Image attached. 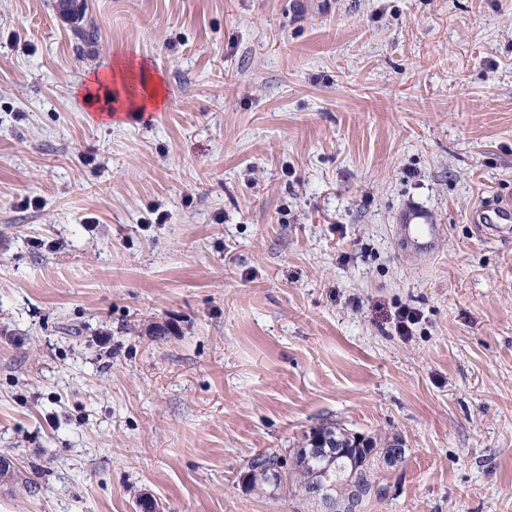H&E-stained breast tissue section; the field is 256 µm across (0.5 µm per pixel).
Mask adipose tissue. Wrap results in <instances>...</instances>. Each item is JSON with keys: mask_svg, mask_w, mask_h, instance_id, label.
Listing matches in <instances>:
<instances>
[{"mask_svg": "<svg viewBox=\"0 0 512 512\" xmlns=\"http://www.w3.org/2000/svg\"><path fill=\"white\" fill-rule=\"evenodd\" d=\"M79 96L85 107L96 108L104 100L120 112L157 110L166 101L161 78L147 75L145 64L123 55L109 72L89 78Z\"/></svg>", "mask_w": 512, "mask_h": 512, "instance_id": "obj_1", "label": "adipose tissue"}]
</instances>
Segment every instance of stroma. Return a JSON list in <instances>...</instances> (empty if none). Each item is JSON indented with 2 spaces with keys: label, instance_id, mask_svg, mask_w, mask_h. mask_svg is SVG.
<instances>
[{
  "label": "stroma",
  "instance_id": "stroma-1",
  "mask_svg": "<svg viewBox=\"0 0 512 512\" xmlns=\"http://www.w3.org/2000/svg\"><path fill=\"white\" fill-rule=\"evenodd\" d=\"M85 4L0 0V512H288L331 423L406 450L363 512H512V0ZM121 53L165 110L77 104ZM477 224H480L481 232L487 239H496L504 232L505 226L512 221V196L504 195L497 202L486 209L480 206L474 215Z\"/></svg>",
  "mask_w": 512,
  "mask_h": 512
}]
</instances>
